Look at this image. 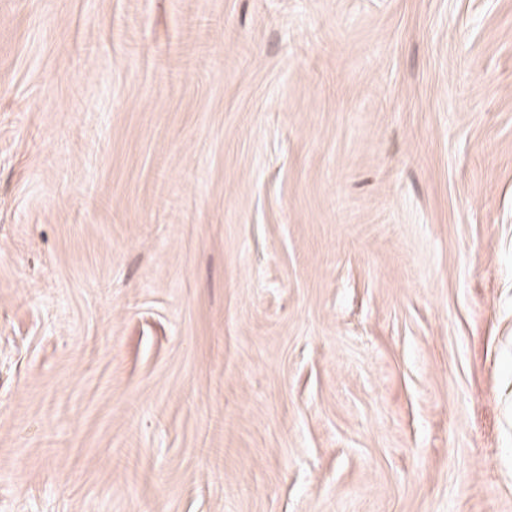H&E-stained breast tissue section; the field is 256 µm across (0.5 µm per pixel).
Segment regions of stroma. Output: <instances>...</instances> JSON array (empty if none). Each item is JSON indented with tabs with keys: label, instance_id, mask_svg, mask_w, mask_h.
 Listing matches in <instances>:
<instances>
[{
	"label": "stroma",
	"instance_id": "35a3bbf8",
	"mask_svg": "<svg viewBox=\"0 0 512 512\" xmlns=\"http://www.w3.org/2000/svg\"><path fill=\"white\" fill-rule=\"evenodd\" d=\"M0 512H512V0H0Z\"/></svg>",
	"mask_w": 512,
	"mask_h": 512
}]
</instances>
